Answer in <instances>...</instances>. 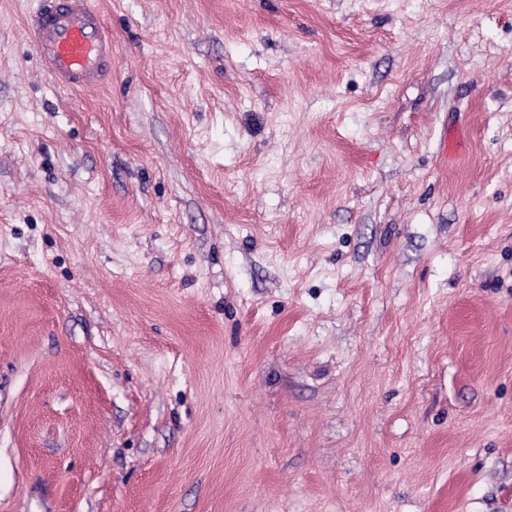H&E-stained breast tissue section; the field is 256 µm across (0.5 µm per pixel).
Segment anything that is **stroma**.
I'll return each instance as SVG.
<instances>
[{
  "label": "stroma",
  "mask_w": 512,
  "mask_h": 512,
  "mask_svg": "<svg viewBox=\"0 0 512 512\" xmlns=\"http://www.w3.org/2000/svg\"><path fill=\"white\" fill-rule=\"evenodd\" d=\"M96 2L0 0V512H512V0ZM30 45L59 85L101 87L112 75V39L92 0H39L27 23Z\"/></svg>",
  "instance_id": "obj_1"
}]
</instances>
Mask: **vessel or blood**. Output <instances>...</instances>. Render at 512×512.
I'll return each instance as SVG.
<instances>
[{"label": "vessel or blood", "instance_id": "1", "mask_svg": "<svg viewBox=\"0 0 512 512\" xmlns=\"http://www.w3.org/2000/svg\"><path fill=\"white\" fill-rule=\"evenodd\" d=\"M28 39L59 85L87 90L112 75V40L93 0H39Z\"/></svg>", "mask_w": 512, "mask_h": 512}]
</instances>
